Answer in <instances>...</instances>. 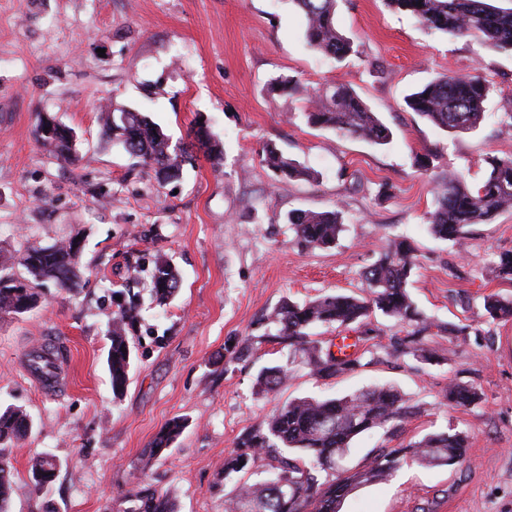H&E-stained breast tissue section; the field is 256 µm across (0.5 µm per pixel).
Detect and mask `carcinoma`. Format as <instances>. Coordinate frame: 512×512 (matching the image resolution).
I'll use <instances>...</instances> for the list:
<instances>
[{"mask_svg": "<svg viewBox=\"0 0 512 512\" xmlns=\"http://www.w3.org/2000/svg\"><path fill=\"white\" fill-rule=\"evenodd\" d=\"M290 2L306 17L305 38L312 50L338 61L358 53L354 42L336 26L337 0ZM389 6L410 13L430 30L452 37L471 36L492 51L512 53V6H496L491 0H389ZM270 89L288 96L301 91L297 82L281 77L270 80ZM488 92L482 76L450 73L412 92L405 103L441 130L466 132L484 120ZM306 117L316 128L374 145L390 141L388 127L349 82L338 81L319 90ZM54 122L50 115L39 117L35 130L39 147L58 160L72 161L76 149L67 133L55 128L53 134H46ZM98 122L102 136L121 144L130 157L153 173L159 185L178 177L191 160L202 156L218 163L223 155L210 128L201 122L190 127L187 141L179 145L172 144L163 129L141 112L105 108L98 113ZM264 162L279 180L311 176L309 168L272 144L264 149ZM487 164V176L476 186L469 185L461 174L435 181L437 207L429 217V230L435 237L457 244L466 238L471 226L489 224L501 212L512 209V158L492 157ZM287 224L301 247L331 248L343 231L342 210L294 211L288 214ZM80 251L76 239L45 247L28 246L19 258L24 269L21 277L0 263V317H19L37 309L38 285L72 288L78 277ZM416 270L414 249L403 240L365 270V293L330 292L305 303L282 301L265 317L267 332L260 339L288 349V365L262 368L255 381L258 392H276L296 363L326 380L381 364L387 356L410 357L420 364L435 362L437 354L427 347L425 335L434 329L463 334L468 326L448 327L422 316L409 291ZM494 272L497 278L512 282V253L500 255ZM17 277L25 281L22 292L9 285ZM151 283L156 300L165 305L178 292L180 277L168 261L157 259L151 269ZM483 306L493 320L512 318V298L491 293L484 297ZM378 313L406 328L405 336L389 348L376 343L342 357L315 332L318 327L363 325ZM136 318L137 308L130 300L118 305L108 322V368L116 396L129 380L132 347L128 336ZM481 401L475 387L451 382L442 393L441 404L470 409ZM418 413L419 407L391 386H369L342 397L297 398L278 406L264 423L245 429L236 438L235 451L225 463L227 476L251 474L263 466L269 477L256 483L238 482L233 495L224 500V512H339L341 500L351 491L388 479L403 464L453 468L466 464L468 437L450 426L397 448H378L353 468L343 465L354 439L379 430L391 435ZM32 428L33 421L24 409H0V512H11L14 452ZM184 428L182 419H172L154 438L150 454L161 457ZM56 470L55 460L35 458L29 469L33 486L48 487ZM37 473L47 474V479L35 480ZM124 498L131 503L125 512H177L171 495L148 487L129 490Z\"/></svg>", "mask_w": 512, "mask_h": 512, "instance_id": "cac0c4a2", "label": "carcinoma"}]
</instances>
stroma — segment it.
<instances>
[{
    "instance_id": "35a3bbf8",
    "label": "stroma",
    "mask_w": 512,
    "mask_h": 512,
    "mask_svg": "<svg viewBox=\"0 0 512 512\" xmlns=\"http://www.w3.org/2000/svg\"><path fill=\"white\" fill-rule=\"evenodd\" d=\"M336 24L359 46L341 63L308 47L291 0H0V258L75 237L83 244L79 288L46 289L39 309L0 318V404L23 408L34 423L13 461V512H124L121 494L136 486L169 493L178 512H224L233 488L225 461L244 429L291 399L374 384L397 387L420 411L394 436L356 439L349 465L450 426L469 437L468 463L403 465L348 495L340 512H512V321L487 318L482 305L489 293L512 297V283L494 273L500 254L512 252V209L472 226L460 246L427 226L434 180L460 173L475 185L487 157L512 158V55L430 32L387 0H338ZM448 72L489 84L486 117L472 131H443L404 103ZM277 76L299 80L305 95L271 93ZM339 80L388 126V144L308 124L313 90ZM106 103L149 115L175 143L205 121L221 164L202 159L157 185L102 141L97 113ZM41 112L75 130V162L40 149ZM269 143L312 178L277 180L262 160ZM337 206L344 230L335 247L294 242L289 211ZM400 240L417 255L410 292L419 309L469 334L429 336L433 365L400 358L331 380L299 367L275 394H258V372L288 359L258 342L262 317L285 299L361 292L365 267ZM159 255L182 281L164 306L149 290ZM120 298L135 299L139 311L129 384L116 397L107 321ZM48 337L69 346L58 397L25 371L26 352ZM246 345L249 356L237 359ZM451 381L476 387L481 404L440 405ZM175 417L183 433L164 458L150 457ZM41 455L59 468L39 491L29 465Z\"/></svg>"
}]
</instances>
